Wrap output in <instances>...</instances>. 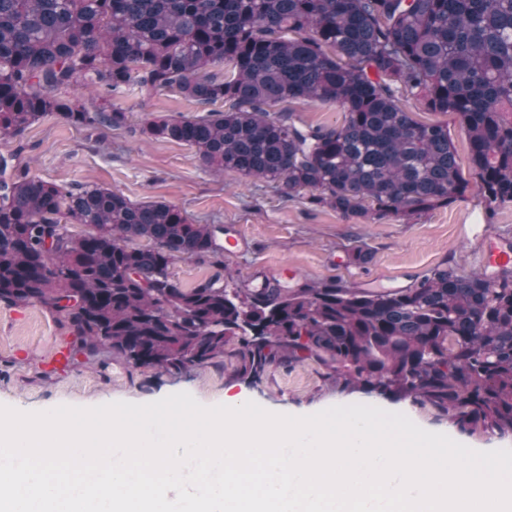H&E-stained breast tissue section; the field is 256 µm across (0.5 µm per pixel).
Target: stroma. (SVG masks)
I'll return each mask as SVG.
<instances>
[{"label":"stroma","instance_id":"1","mask_svg":"<svg viewBox=\"0 0 512 512\" xmlns=\"http://www.w3.org/2000/svg\"><path fill=\"white\" fill-rule=\"evenodd\" d=\"M114 103L127 112L125 128L74 127L54 115L42 117L22 136L0 142V154L29 168L41 179L71 188L102 185L120 190L135 203L165 201L177 205L191 222L223 226L241 244L224 258V280L251 290L280 268L293 270L288 288L304 282L341 280L347 286L384 291L412 286L442 262L461 269H480L485 248H512V203L487 212L480 195L406 221L389 215L345 218L336 211L307 204L305 195L281 197L273 183L225 172L211 174L194 148L141 135L148 119L159 115L192 118L202 106L162 93L150 97L117 94ZM415 120L447 125L457 163L473 179L469 140L453 113L425 111L410 101ZM369 260L349 266L345 256L355 248ZM72 337L55 313L37 304H0V405L41 412L61 405L94 407L118 401L145 404L177 392L190 393L200 404H223L225 394H243L272 411L314 414L336 405L365 404L408 416L432 432L456 437L430 408L393 402L360 391L340 392L319 364L272 366L261 384L251 386L237 372L233 347L223 358L180 375L156 368L134 369L117 360L87 362L78 356L63 372L47 362L56 344Z\"/></svg>","mask_w":512,"mask_h":512}]
</instances>
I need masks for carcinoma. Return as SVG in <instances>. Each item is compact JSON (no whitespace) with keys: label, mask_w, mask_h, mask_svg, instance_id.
I'll return each mask as SVG.
<instances>
[{"label":"carcinoma","mask_w":512,"mask_h":512,"mask_svg":"<svg viewBox=\"0 0 512 512\" xmlns=\"http://www.w3.org/2000/svg\"><path fill=\"white\" fill-rule=\"evenodd\" d=\"M216 63L224 75L209 71ZM88 88L220 104L155 117L141 133L346 218L408 220L474 190L491 212L512 203V0H0V139L46 115L123 127L120 106L79 102ZM410 98L457 115L475 183L448 126L415 121ZM297 100L334 103L343 120L266 110ZM218 232L172 203L65 189L0 157V304L47 307L88 360L178 375L233 343L254 385L275 364L309 360L342 391L512 438V269L444 263L379 292L335 279L247 294L219 272L180 287L169 273L177 258L224 268Z\"/></svg>","instance_id":"carcinoma-1"}]
</instances>
